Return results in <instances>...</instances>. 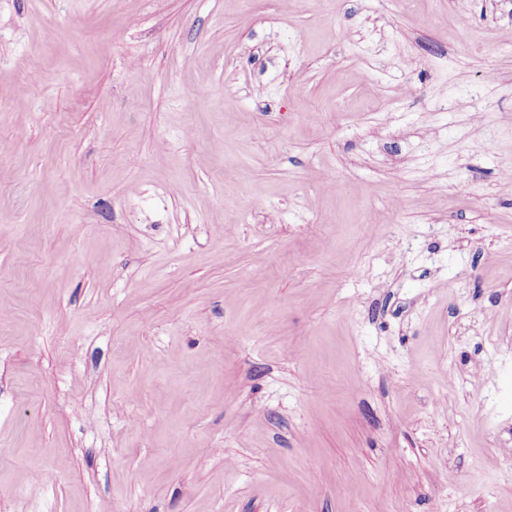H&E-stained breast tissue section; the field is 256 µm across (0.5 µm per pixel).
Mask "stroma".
<instances>
[{
    "mask_svg": "<svg viewBox=\"0 0 512 512\" xmlns=\"http://www.w3.org/2000/svg\"><path fill=\"white\" fill-rule=\"evenodd\" d=\"M1 141L0 512H512V0H0Z\"/></svg>",
    "mask_w": 512,
    "mask_h": 512,
    "instance_id": "obj_1",
    "label": "stroma"
}]
</instances>
